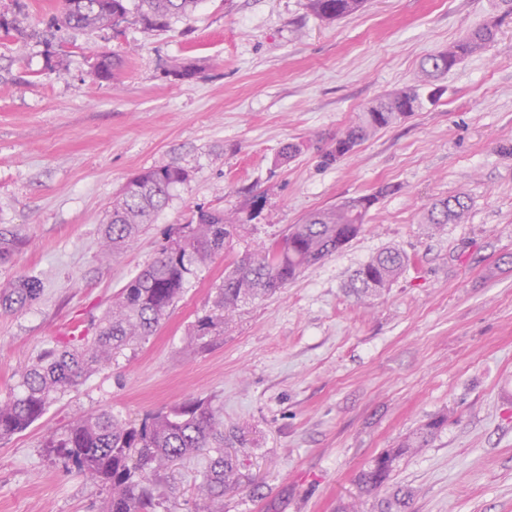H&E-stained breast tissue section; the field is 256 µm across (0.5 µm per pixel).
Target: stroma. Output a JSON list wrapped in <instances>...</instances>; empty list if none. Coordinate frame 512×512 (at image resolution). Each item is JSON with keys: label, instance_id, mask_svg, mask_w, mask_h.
I'll return each instance as SVG.
<instances>
[{"label": "stroma", "instance_id": "35a3bbf8", "mask_svg": "<svg viewBox=\"0 0 512 512\" xmlns=\"http://www.w3.org/2000/svg\"><path fill=\"white\" fill-rule=\"evenodd\" d=\"M35 33L0 35V283L28 274L38 299L0 309V398L53 341L93 336L125 283L197 209L259 202L229 252L191 279L154 335L69 389L26 431L0 439V512H100L98 487L44 440L104 410L137 422L209 395L242 432L249 480L224 512H380L355 477L429 419L448 422L400 460L408 512H512V16L490 47L437 81L434 101L330 166L321 154L369 102L420 79L422 60L501 15L499 0H366L335 22L308 0H200L149 31L136 18L39 35L60 0H26ZM120 58L100 82L92 57ZM194 63L192 78L171 68ZM300 145L292 159L283 146ZM190 174L131 247L100 258L107 210L128 178ZM375 194L363 230L277 293L239 304L205 347L186 340L211 313L231 258L343 199ZM465 195L464 223L427 226L435 199ZM386 247L410 265L381 295L350 275ZM205 456L155 488L156 512H202Z\"/></svg>", "mask_w": 512, "mask_h": 512}]
</instances>
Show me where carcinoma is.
<instances>
[{
    "label": "carcinoma",
    "instance_id": "1",
    "mask_svg": "<svg viewBox=\"0 0 512 512\" xmlns=\"http://www.w3.org/2000/svg\"><path fill=\"white\" fill-rule=\"evenodd\" d=\"M200 0H139L138 14L147 30L168 27L169 21L195 9ZM311 11L333 22L361 9L364 0H308ZM65 19L53 15L48 29L62 27L95 30L112 25L113 16L128 15L127 0H63ZM498 20H488L469 30L448 49L427 56L421 68L422 83L447 74L469 55L494 41ZM0 32L21 40L28 36L26 4L16 3L7 15L0 13ZM424 106L419 86L406 87L377 97L360 112L357 120L340 136L334 147L323 152L322 162L332 164L352 154L369 136L417 112ZM189 179L175 165H161L134 177L137 188L123 189L112 201V210L100 255L109 260L122 247L131 245L143 225L168 202L170 190ZM376 195L348 198L316 210L288 233L258 251L231 262L224 280L216 287V313L198 319L189 345L219 332L224 318L239 303L276 293L306 267L329 257L363 229ZM254 204L246 214L200 211L193 224H180L161 245L159 256L147 269L121 288L112 308L100 320L96 336L79 343L54 342L19 375L13 392L0 399V439L22 433L38 421L68 388L95 369L112 361L125 346L153 335L169 310L182 297L190 278L201 266L223 252L235 235L245 230L258 212ZM465 196L456 194L433 203L425 214L428 224H458L467 214ZM408 255L387 248L359 267L348 288L358 297L375 296L400 276L409 264ZM40 293L36 277L25 276L0 285V308L12 311L32 302ZM222 406L210 397L189 399L144 417L128 421L112 412L82 416L67 429L49 435L45 447L63 463L76 469L106 492L103 512H154V481L173 462L206 450L210 466L198 492L207 501V512H224V494L247 479L239 457L227 451ZM442 420H431L412 435L378 454L359 471L357 484L372 493L393 480L398 461L427 447ZM413 496L397 488L383 501V512H405Z\"/></svg>",
    "mask_w": 512,
    "mask_h": 512
}]
</instances>
